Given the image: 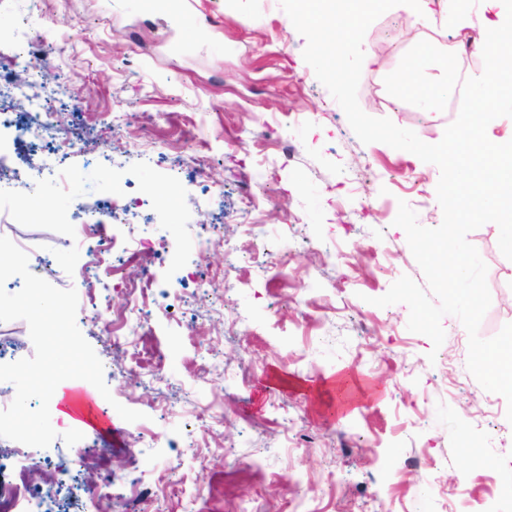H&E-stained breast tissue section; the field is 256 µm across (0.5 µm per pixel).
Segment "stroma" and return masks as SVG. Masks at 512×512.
Returning a JSON list of instances; mask_svg holds the SVG:
<instances>
[{"label":"stroma","instance_id":"1","mask_svg":"<svg viewBox=\"0 0 512 512\" xmlns=\"http://www.w3.org/2000/svg\"><path fill=\"white\" fill-rule=\"evenodd\" d=\"M40 26L53 50L48 75L55 105L73 112L80 148L66 163L38 155L42 174L30 180L44 205L103 192V154L134 181L133 193L165 198L179 191L187 224L112 221L118 254L144 234L171 241L150 267L164 278L170 264L196 280L229 275L226 298L175 285L166 294L178 319L145 314L134 341L162 349L163 376L123 377L112 332L85 311L76 323L104 367L111 391L67 380L89 399L82 416L51 399L57 432L80 431L107 455L141 469L169 467L185 479L179 500L147 497L142 512H239L244 497L260 512H283L306 497L313 512H377L370 493L391 484L393 512H512L503 482L512 473L507 402L468 371V334L453 316L445 340L408 330L409 309L372 305L402 276L425 285L405 232L394 226L407 202L422 226L441 224L438 166L384 143H362L327 88L305 62V38L280 0H44ZM467 25L422 24L389 10L367 29L363 50L377 64L363 68L358 102L369 116L390 119L429 144L456 118L447 105L419 109L396 95L394 79L425 47L447 53L457 69L483 70L481 52L462 55L466 32L504 22L501 0H469ZM26 0H0V51L11 52L26 30ZM293 112L288 131L264 123ZM198 144V165L171 170L160 144L178 147L184 131ZM15 189L0 179V236L48 258L44 277L64 280L86 302L79 270L83 248L62 224H35L15 213ZM220 241L218 256L197 251L198 223ZM254 234H245V226ZM487 223L468 241L487 266L491 305L479 334L489 339L512 324V260ZM249 324L247 335L237 325ZM211 371L195 375L198 357ZM223 402L224 415L202 436L198 408ZM172 405L162 415L155 403ZM147 414L159 441L132 442L134 424L117 405ZM482 449L471 461L457 451L461 434ZM440 461V473L420 454ZM257 467H250V460ZM463 482L441 497L434 477Z\"/></svg>","mask_w":512,"mask_h":512}]
</instances>
